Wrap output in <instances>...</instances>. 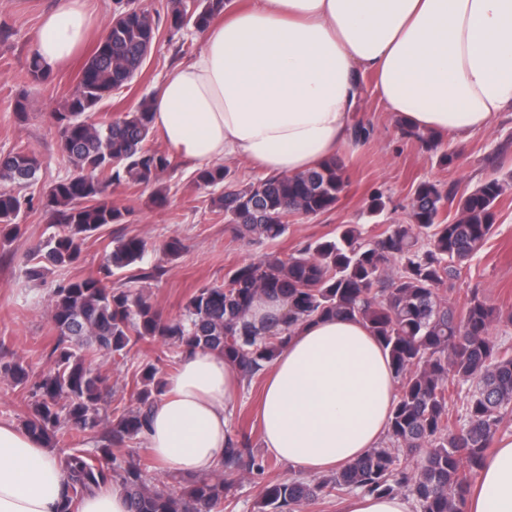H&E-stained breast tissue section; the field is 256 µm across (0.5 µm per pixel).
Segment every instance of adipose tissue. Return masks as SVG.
<instances>
[{"label":"adipose tissue","mask_w":512,"mask_h":512,"mask_svg":"<svg viewBox=\"0 0 512 512\" xmlns=\"http://www.w3.org/2000/svg\"><path fill=\"white\" fill-rule=\"evenodd\" d=\"M227 0L193 60L168 74L152 124L196 167L227 159L298 175L352 141L366 74L408 128L466 138L512 111V0ZM93 29L89 0H58L36 39L47 70ZM240 375L196 349L166 377L146 433L167 470H218ZM397 398L388 353L356 320L298 325L271 365L262 441L302 474L344 468L384 438ZM65 473L43 442L0 423V512H61ZM466 512H512V440L484 461Z\"/></svg>","instance_id":"1"}]
</instances>
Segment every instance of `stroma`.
I'll return each instance as SVG.
<instances>
[{
	"instance_id": "stroma-1",
	"label": "stroma",
	"mask_w": 512,
	"mask_h": 512,
	"mask_svg": "<svg viewBox=\"0 0 512 512\" xmlns=\"http://www.w3.org/2000/svg\"><path fill=\"white\" fill-rule=\"evenodd\" d=\"M56 0H0V27L13 32L7 43L0 44V152L21 146L33 152L41 163L35 190L69 174L57 147L50 114L61 106L74 90L83 59L52 72L47 82L26 86L22 74L29 51L36 46L41 19ZM182 37L186 52L176 50L166 35H159L147 59L141 77L130 89L105 101L101 113L118 114L134 110L142 96L152 94L176 66L187 63L201 48L194 29H185ZM364 97L359 119L373 129L371 139L353 144L339 155L348 186L336 207L315 217L292 218L285 236L274 242L248 246L235 237L223 213L210 210V191L194 181L195 168L180 158H173L172 168L163 183L169 204L155 208L148 187L112 186L114 205L131 208L128 223L111 225L86 240L78 265L56 267L44 280L31 281L24 275L28 253L48 237L52 228L41 209L22 218V236L9 244H0V363L23 359L33 371L48 367L47 355L57 338L49 323L50 299L55 285L74 274L96 273L112 238L118 234L139 235L147 239L149 250L143 268L165 267L161 278L146 281L144 291L151 302L169 318L184 312L188 298L198 288L222 284L228 270L264 253L289 254L309 241L335 234L338 226L356 224L369 235L380 233L387 225L405 223L411 193L418 182L458 183L460 189L472 188L489 178H512V112L501 113L489 129L461 141L448 136L442 151L457 161L441 165L418 143L403 137L396 119L385 110L373 92L375 79L365 76ZM28 92L32 107L26 119H17L12 103L19 92ZM385 196L387 208L381 216H370L365 201L371 192ZM180 239L184 249L176 259H169L164 244ZM480 287L488 300L512 309V189L496 207L495 230L484 247L470 261L455 283L453 301L463 300L469 288ZM154 346L144 345L121 355L98 359L103 378V398L113 407L129 408L128 382L135 368L153 356ZM264 376L241 386L237 402L228 413L231 430L245 431L255 453H264L259 421V406ZM294 469L278 461L264 476L238 477L231 494L224 501V512H254L265 482L294 476Z\"/></svg>"
}]
</instances>
